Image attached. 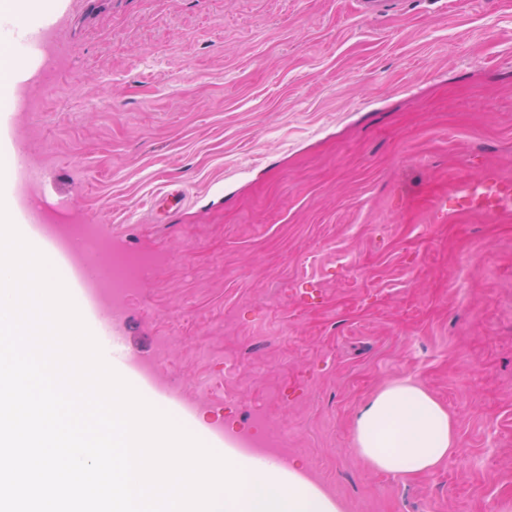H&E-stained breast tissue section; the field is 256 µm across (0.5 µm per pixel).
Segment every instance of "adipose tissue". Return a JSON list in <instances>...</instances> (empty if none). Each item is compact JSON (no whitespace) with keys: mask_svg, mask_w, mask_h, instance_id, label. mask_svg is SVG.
<instances>
[{"mask_svg":"<svg viewBox=\"0 0 512 512\" xmlns=\"http://www.w3.org/2000/svg\"><path fill=\"white\" fill-rule=\"evenodd\" d=\"M352 436L365 467L402 479L433 472L459 450L452 414L410 379L376 391L358 411Z\"/></svg>","mask_w":512,"mask_h":512,"instance_id":"adipose-tissue-1","label":"adipose tissue"}]
</instances>
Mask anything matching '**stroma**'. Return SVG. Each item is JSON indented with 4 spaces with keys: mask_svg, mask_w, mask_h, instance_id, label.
I'll return each mask as SVG.
<instances>
[{
    "mask_svg": "<svg viewBox=\"0 0 512 512\" xmlns=\"http://www.w3.org/2000/svg\"><path fill=\"white\" fill-rule=\"evenodd\" d=\"M53 63L16 76L7 143L113 252L153 255L111 322L206 427L281 432L345 512H494L512 498V212H452L512 180V0H44ZM43 102V113L14 109ZM181 195L180 205L167 202ZM412 378L459 453L409 480L353 453L358 409ZM478 181L485 183V186H490L495 189L496 193L503 197L506 201L496 207H485V204L480 200H475L474 189L470 190L472 185L469 184L461 191V197L466 201L467 207L474 211L479 210H502L511 209L512 204L507 199L512 198V182L503 180L495 169L488 170Z\"/></svg>",
    "mask_w": 512,
    "mask_h": 512,
    "instance_id": "obj_1",
    "label": "stroma"
}]
</instances>
